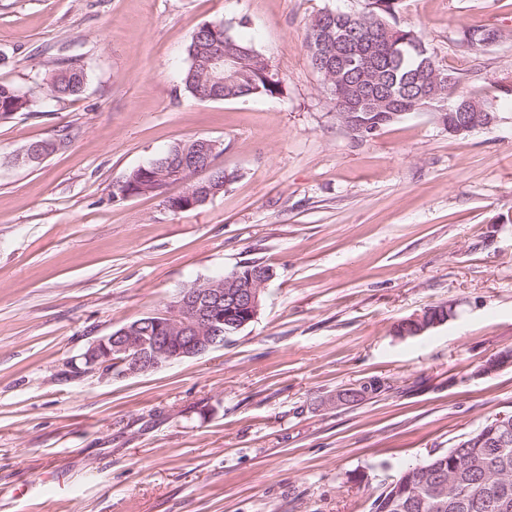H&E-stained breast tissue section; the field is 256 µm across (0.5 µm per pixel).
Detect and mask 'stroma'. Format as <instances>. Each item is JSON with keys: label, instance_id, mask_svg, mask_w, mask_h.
Returning a JSON list of instances; mask_svg holds the SVG:
<instances>
[{"label": "stroma", "instance_id": "1", "mask_svg": "<svg viewBox=\"0 0 512 512\" xmlns=\"http://www.w3.org/2000/svg\"><path fill=\"white\" fill-rule=\"evenodd\" d=\"M366 0H0V81L39 90L72 58L78 96L0 113V512H370L407 467L512 413V0H400L496 123L450 135L417 112L354 138L308 59L307 24ZM223 22L279 95L194 99L193 31ZM501 39L467 48L462 27ZM215 141L235 175L202 206L114 196L170 147ZM59 147L38 164L32 141ZM259 261L275 276L223 347L127 377L73 375L96 339L179 288ZM451 311L429 333L400 320ZM377 378L354 406L336 391ZM61 482L46 481L47 473Z\"/></svg>", "mask_w": 512, "mask_h": 512}]
</instances>
